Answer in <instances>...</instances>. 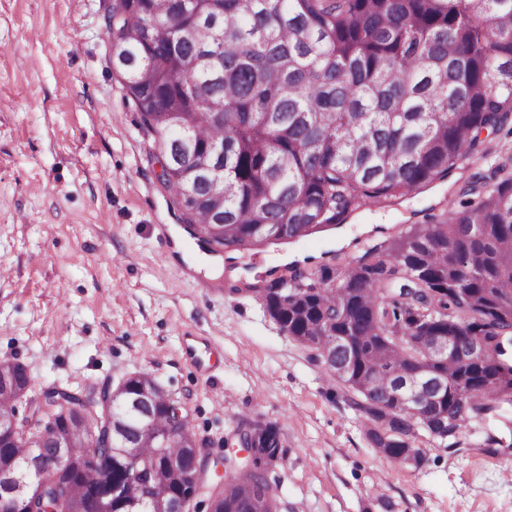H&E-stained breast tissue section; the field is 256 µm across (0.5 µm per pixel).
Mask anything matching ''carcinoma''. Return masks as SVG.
Returning <instances> with one entry per match:
<instances>
[{"mask_svg": "<svg viewBox=\"0 0 512 512\" xmlns=\"http://www.w3.org/2000/svg\"><path fill=\"white\" fill-rule=\"evenodd\" d=\"M112 71L161 155L162 184L183 221L226 252L296 241L340 226L365 204L406 196L483 150L480 134L512 117V0H112L104 17ZM190 128L163 131L164 114ZM454 220L423 224L344 267L253 286L269 315L350 392L373 447L395 463L423 461L426 436L460 445L472 423L512 402V172ZM224 195V208L210 200ZM224 225L221 237L212 228ZM432 336L455 353L433 357ZM486 357H474L473 350ZM444 416L412 420L393 405L397 379ZM148 372L129 378L134 400ZM31 377L0 374V412L15 411ZM38 430L65 402L68 459L45 464L43 493L19 512H131L145 494L177 499L200 472L188 416H168L158 389L122 422L126 456L90 447L105 427L95 388L42 387ZM253 467L202 476L210 512H252L245 489L276 512L269 468L283 456L277 426L246 420ZM28 441L0 433V465L25 464ZM176 461L174 472L169 463Z\"/></svg>", "mask_w": 512, "mask_h": 512, "instance_id": "obj_1", "label": "carcinoma"}]
</instances>
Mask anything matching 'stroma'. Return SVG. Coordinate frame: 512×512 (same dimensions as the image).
<instances>
[{
  "instance_id": "35a3bbf8",
  "label": "stroma",
  "mask_w": 512,
  "mask_h": 512,
  "mask_svg": "<svg viewBox=\"0 0 512 512\" xmlns=\"http://www.w3.org/2000/svg\"><path fill=\"white\" fill-rule=\"evenodd\" d=\"M108 0H0V360L33 391L119 383L151 373L213 453L240 420L277 425L278 512H512V448L487 453L502 421L473 423L458 451L422 440L421 465L372 448L343 386L309 361L248 284L339 268L410 228L453 218L464 191L512 169V119L487 150L415 194L351 213L381 224L344 248L328 232L292 245L219 253V279L189 269L170 225L182 211L162 185L153 139L109 63ZM304 254L298 265L287 252ZM220 353L199 371L182 349Z\"/></svg>"
}]
</instances>
